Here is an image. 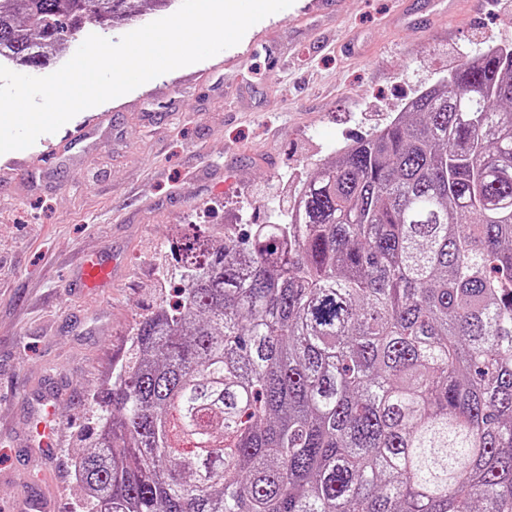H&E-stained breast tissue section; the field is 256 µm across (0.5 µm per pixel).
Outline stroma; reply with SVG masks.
Here are the masks:
<instances>
[{"mask_svg": "<svg viewBox=\"0 0 512 512\" xmlns=\"http://www.w3.org/2000/svg\"><path fill=\"white\" fill-rule=\"evenodd\" d=\"M512 45V0H294L236 46L0 154V512H80L71 450L140 317L174 301L177 230L213 244L274 215L301 172L371 133L476 50ZM97 124L99 138L71 132ZM54 148V160L43 156ZM116 259L101 288L85 255ZM55 455L32 447L42 399Z\"/></svg>", "mask_w": 512, "mask_h": 512, "instance_id": "1", "label": "stroma"}]
</instances>
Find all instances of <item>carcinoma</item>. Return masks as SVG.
<instances>
[{"label":"carcinoma","instance_id":"1","mask_svg":"<svg viewBox=\"0 0 512 512\" xmlns=\"http://www.w3.org/2000/svg\"><path fill=\"white\" fill-rule=\"evenodd\" d=\"M176 0H0V60ZM195 232L74 476L95 512H512V46Z\"/></svg>","mask_w":512,"mask_h":512}]
</instances>
